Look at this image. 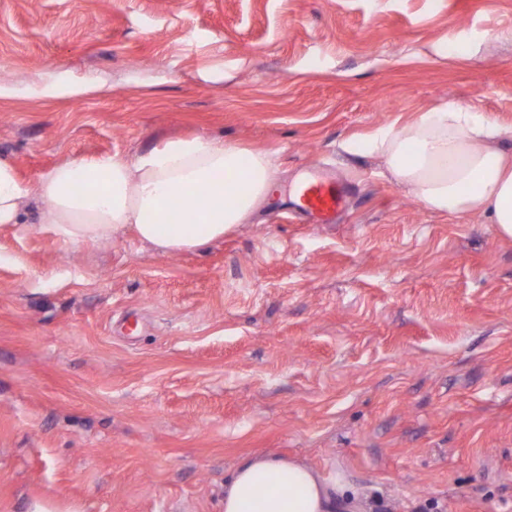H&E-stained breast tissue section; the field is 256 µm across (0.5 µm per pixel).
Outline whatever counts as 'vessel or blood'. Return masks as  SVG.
<instances>
[{
	"label": "vessel or blood",
	"mask_w": 512,
	"mask_h": 512,
	"mask_svg": "<svg viewBox=\"0 0 512 512\" xmlns=\"http://www.w3.org/2000/svg\"><path fill=\"white\" fill-rule=\"evenodd\" d=\"M347 189L328 174H317L299 185L292 210L307 224H333L347 207Z\"/></svg>",
	"instance_id": "obj_1"
}]
</instances>
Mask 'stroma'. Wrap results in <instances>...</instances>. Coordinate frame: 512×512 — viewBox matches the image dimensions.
Returning a JSON list of instances; mask_svg holds the SVG:
<instances>
[{
	"label": "stroma",
	"instance_id": "35a3bbf8",
	"mask_svg": "<svg viewBox=\"0 0 512 512\" xmlns=\"http://www.w3.org/2000/svg\"><path fill=\"white\" fill-rule=\"evenodd\" d=\"M0 86L30 184L201 136L352 190L339 223L282 193L175 254L0 225V512H224L255 456L362 512H512V239L363 147L453 100L511 152L512 0H0Z\"/></svg>",
	"mask_w": 512,
	"mask_h": 512
}]
</instances>
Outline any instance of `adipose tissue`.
Returning a JSON list of instances; mask_svg holds the SVG:
<instances>
[{
  "label": "adipose tissue",
  "mask_w": 512,
  "mask_h": 512,
  "mask_svg": "<svg viewBox=\"0 0 512 512\" xmlns=\"http://www.w3.org/2000/svg\"><path fill=\"white\" fill-rule=\"evenodd\" d=\"M503 126L453 102L377 129L367 146L427 209L477 213L512 238V153ZM279 187L272 155L201 137L175 138L133 158H74L23 182L0 159V224L37 220L60 242L109 240L125 229L164 252L199 250L248 223ZM179 209L184 223L167 216ZM335 475L273 456L243 460L224 485V512H355Z\"/></svg>",
  "instance_id": "1"
}]
</instances>
